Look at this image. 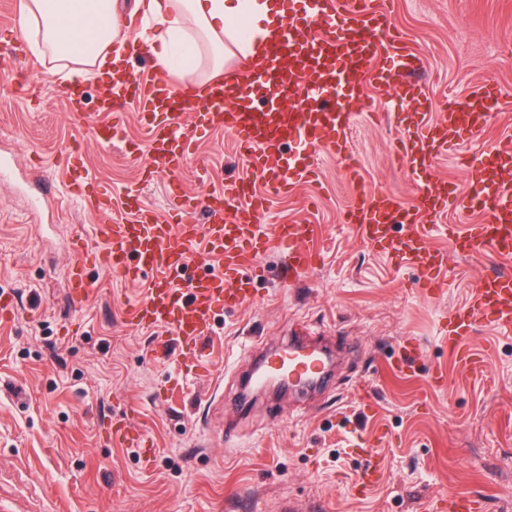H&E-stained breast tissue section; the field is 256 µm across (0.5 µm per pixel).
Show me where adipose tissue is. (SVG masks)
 I'll list each match as a JSON object with an SVG mask.
<instances>
[{"label":"adipose tissue","instance_id":"obj_1","mask_svg":"<svg viewBox=\"0 0 512 512\" xmlns=\"http://www.w3.org/2000/svg\"><path fill=\"white\" fill-rule=\"evenodd\" d=\"M129 11L146 21L133 34ZM282 14L278 0H26L20 25L43 54L69 64L77 85L92 73L122 78L131 44L162 72L203 85L231 62L257 61Z\"/></svg>","mask_w":512,"mask_h":512}]
</instances>
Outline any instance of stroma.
<instances>
[{
    "label": "stroma",
    "instance_id": "obj_1",
    "mask_svg": "<svg viewBox=\"0 0 512 512\" xmlns=\"http://www.w3.org/2000/svg\"><path fill=\"white\" fill-rule=\"evenodd\" d=\"M394 23L419 55L429 106L464 104L480 83L512 88V0H387ZM15 70L37 68L25 90L0 82V154L17 173L0 180V293L12 296L14 322L0 328V506L7 512H425L451 491L470 494L480 512H512V335L478 324L479 375L458 373L439 338L450 308L478 274L512 272L492 255L452 254L439 291L422 292L413 271L361 244L343 212L355 196L342 164L317 155L316 181L274 199L264 224H312L321 260L295 284L281 281L284 256L260 257L255 305L217 313L201 362L187 375L178 346L154 349L128 326L123 304L139 285L96 267L95 293L77 304L64 290L73 231L100 224L67 194L63 159L80 144L91 174L121 187L139 177L126 154L139 141V114L128 111L122 138L93 141L85 115L97 114L99 76L81 87L70 112L50 56L33 54L18 33ZM372 111L353 120L350 142L363 189L413 198L414 176L396 140L395 117L408 111L394 88L368 90ZM512 140V111L466 139L464 158L434 164L443 180L467 187L466 158L485 140ZM182 172L185 192L200 195L244 175L237 143L211 131ZM205 167L206 181L196 169ZM55 188L38 202V181ZM329 346L333 376L325 389L261 396L241 412L225 407L250 370V351L289 340ZM403 359L400 374H384ZM445 384L431 381L435 367ZM374 397L364 406L355 394ZM127 416L151 453L108 444L103 422ZM368 438L384 468L362 488L357 476Z\"/></svg>",
    "mask_w": 512,
    "mask_h": 512
}]
</instances>
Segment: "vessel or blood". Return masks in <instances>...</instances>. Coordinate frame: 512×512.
<instances>
[{"label": "vessel or blood", "instance_id": "b4317fda", "mask_svg": "<svg viewBox=\"0 0 512 512\" xmlns=\"http://www.w3.org/2000/svg\"><path fill=\"white\" fill-rule=\"evenodd\" d=\"M305 13L288 11L280 33L266 51L263 64L217 76L200 91L166 75L128 73L118 84L101 87L95 133L100 144L115 141L125 122L121 106H136L144 141L133 156L147 154L144 181L161 173L176 174L201 133L221 129L231 134L247 156L248 173L224 188L190 196L179 185L169 188L165 211L147 207L139 188L120 190L102 185L84 163L79 148L66 157L73 177L70 196L87 212L111 214L113 197H120L126 218L96 227L101 243L89 248L83 233L72 239L73 260L65 286L71 300L85 303L94 294L86 276L88 266L142 285L143 294L124 307L128 325L158 330L184 350L202 351L211 334L216 312L252 305L254 261L272 246L287 248L288 275L296 277L319 260L310 243V224H258L269 195L287 192L309 182L312 155L339 157L350 181H357V163L348 135L356 111L374 84L390 83L391 74L374 65L385 54L395 69H414L417 55L395 29L388 8L376 0H309ZM512 103L500 83L489 80L473 92L468 106L449 105L435 119L420 117L400 123L399 143L415 170L423 171L451 149L448 130L469 137L485 131L491 114ZM297 144L296 156L284 157L283 147ZM467 194L456 184L421 180L415 202L404 205L394 196H360L345 211V223L372 248L395 255L400 265L419 274V285L440 286L439 272L447 255L432 244L447 237L451 249L470 256L493 253L512 259V185L502 174L512 169V145L472 158ZM459 205L484 213L483 223L460 229L440 223L448 206ZM209 221L197 223V209ZM200 274L189 275L191 266ZM503 336L512 335V275L486 273L471 288L465 302L448 314L441 344L459 372L483 369L470 344L478 323ZM326 372L320 349L302 354L296 344L269 352L252 379L262 386L270 374L318 383ZM109 442L130 448L143 441L126 418L110 421Z\"/></svg>", "mask_w": 512, "mask_h": 512}]
</instances>
